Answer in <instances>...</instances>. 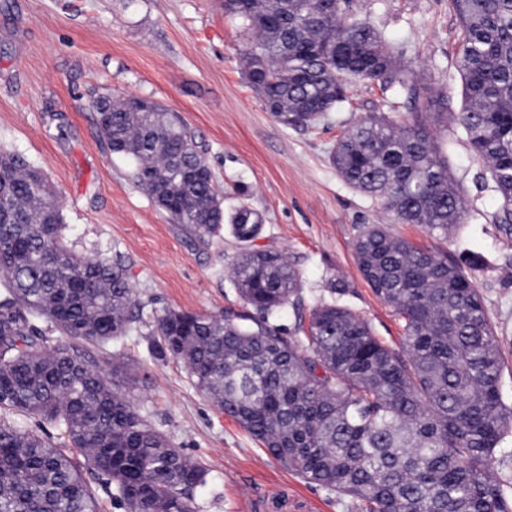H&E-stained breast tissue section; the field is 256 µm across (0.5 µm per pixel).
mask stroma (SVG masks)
<instances>
[{
    "label": "stroma",
    "instance_id": "obj_1",
    "mask_svg": "<svg viewBox=\"0 0 512 512\" xmlns=\"http://www.w3.org/2000/svg\"><path fill=\"white\" fill-rule=\"evenodd\" d=\"M404 45V60L461 106L455 49L459 22L450 0H346ZM248 35L224 14V0H0V150L47 174L74 252L121 260L144 319L169 308L220 314L243 303L229 276L240 245L221 232L190 240L131 177L98 130L94 97L141 96L178 113L205 153L226 206L245 203L263 220L259 246L284 253L302 273L304 308L323 301L350 308L374 335L400 349L403 323L363 280L353 244L366 224L435 252L481 253L474 274L498 336L501 392L512 405V238L498 229L500 203L482 186L484 164L454 129L438 127L448 171L465 191L467 216L450 235H430L351 188L329 160L340 132L362 112H389L396 97L353 85L350 101L316 128L278 123L246 81ZM246 187L237 198L235 187ZM343 279L345 289L328 285ZM139 379L138 408L175 447L208 470L197 512H348L272 457L193 386L181 363L154 352L150 337L114 343Z\"/></svg>",
    "mask_w": 512,
    "mask_h": 512
}]
</instances>
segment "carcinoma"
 I'll return each mask as SVG.
<instances>
[{"label": "carcinoma", "instance_id": "1", "mask_svg": "<svg viewBox=\"0 0 512 512\" xmlns=\"http://www.w3.org/2000/svg\"><path fill=\"white\" fill-rule=\"evenodd\" d=\"M463 106L448 111L403 49L342 0H224L252 34L248 83L283 126L309 130L339 111L348 87L376 84L406 101L366 112L336 137L330 160L353 189L398 224L448 237L464 221L460 186L434 129L468 140L512 231V0H452ZM97 125L137 185L185 234L205 243L228 227L243 243L231 280L245 311L165 309L148 335L183 364L196 390L309 484L351 498L359 512H512L488 467L512 406L501 393V347L473 272L455 259L366 224L355 242L364 281L403 321L393 350L351 309L322 302L293 333L278 321L301 303V273L254 240L263 219L224 207L212 170L181 118L148 98L122 99ZM0 512H98L90 473L124 512H196L208 471L174 447L122 390L120 357L104 352L143 322L123 265L78 256L44 175L0 153ZM58 333L55 343L39 327ZM53 424L55 437L16 415Z\"/></svg>", "mask_w": 512, "mask_h": 512}]
</instances>
